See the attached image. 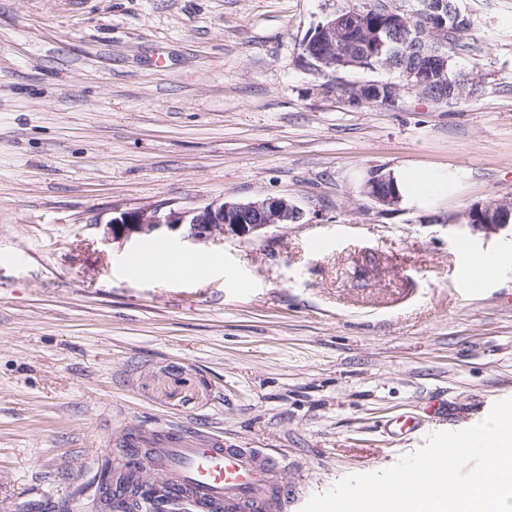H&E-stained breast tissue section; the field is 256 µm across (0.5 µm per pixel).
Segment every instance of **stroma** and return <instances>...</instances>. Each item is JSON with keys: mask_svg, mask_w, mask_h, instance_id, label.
<instances>
[{"mask_svg": "<svg viewBox=\"0 0 512 512\" xmlns=\"http://www.w3.org/2000/svg\"><path fill=\"white\" fill-rule=\"evenodd\" d=\"M333 0H0V512H92L129 434L206 430L307 480L394 465L512 398V258L460 281V228L512 202V0H458L472 101L350 105L302 59ZM453 172L436 205H377L371 173ZM283 197L302 209L200 278L131 273L114 212ZM437 396L450 416L397 438Z\"/></svg>", "mask_w": 512, "mask_h": 512, "instance_id": "35a3bbf8", "label": "stroma"}]
</instances>
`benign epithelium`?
<instances>
[{
  "mask_svg": "<svg viewBox=\"0 0 512 512\" xmlns=\"http://www.w3.org/2000/svg\"><path fill=\"white\" fill-rule=\"evenodd\" d=\"M303 213L294 203L268 197L247 203L213 202L203 207L157 206L129 209L106 223V238L129 240L152 235L165 227L183 230L182 238L192 243H207L224 238L252 239L278 224L298 223ZM461 225L472 233L497 234L509 226L505 210L473 205L463 215Z\"/></svg>",
  "mask_w": 512,
  "mask_h": 512,
  "instance_id": "obj_1",
  "label": "benign epithelium"
}]
</instances>
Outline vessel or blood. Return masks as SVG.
<instances>
[{
	"mask_svg": "<svg viewBox=\"0 0 512 512\" xmlns=\"http://www.w3.org/2000/svg\"><path fill=\"white\" fill-rule=\"evenodd\" d=\"M429 403L424 414L405 412L392 419L398 435L417 431L422 416L443 414ZM152 469L162 477L169 500L187 503L192 512H287L292 488L284 458L264 448H229L221 437L173 429L132 438L112 473L110 496L114 512H129Z\"/></svg>",
	"mask_w": 512,
	"mask_h": 512,
	"instance_id": "1",
	"label": "vessel or blood"
}]
</instances>
